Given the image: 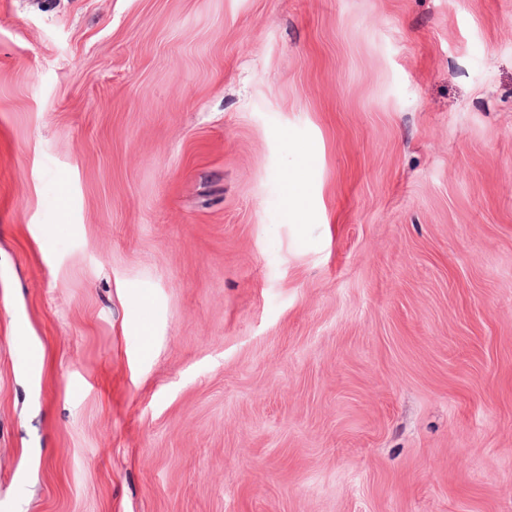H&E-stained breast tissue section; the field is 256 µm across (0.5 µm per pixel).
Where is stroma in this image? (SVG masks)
I'll list each match as a JSON object with an SVG mask.
<instances>
[{
	"instance_id": "stroma-1",
	"label": "stroma",
	"mask_w": 512,
	"mask_h": 512,
	"mask_svg": "<svg viewBox=\"0 0 512 512\" xmlns=\"http://www.w3.org/2000/svg\"><path fill=\"white\" fill-rule=\"evenodd\" d=\"M0 495L512 512V0H0Z\"/></svg>"
}]
</instances>
